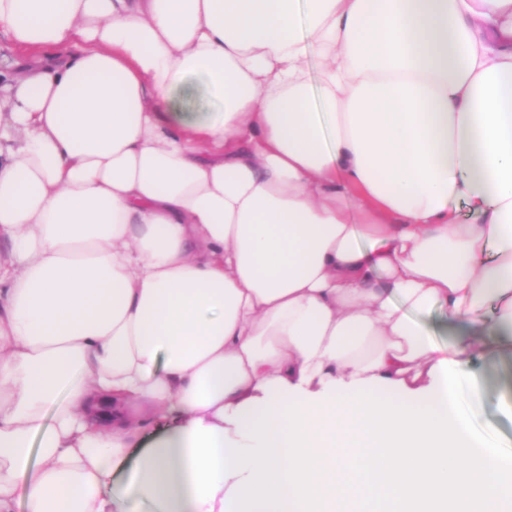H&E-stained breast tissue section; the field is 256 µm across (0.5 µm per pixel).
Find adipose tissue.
<instances>
[{"instance_id": "obj_1", "label": "adipose tissue", "mask_w": 512, "mask_h": 512, "mask_svg": "<svg viewBox=\"0 0 512 512\" xmlns=\"http://www.w3.org/2000/svg\"><path fill=\"white\" fill-rule=\"evenodd\" d=\"M298 2L0 0V512H512V0ZM511 355L505 351H488L472 359L468 367V380L457 387L455 397L464 409L472 429L492 443L495 448L512 458V392L511 400L503 397V386L489 383V376L505 367L495 361Z\"/></svg>"}]
</instances>
